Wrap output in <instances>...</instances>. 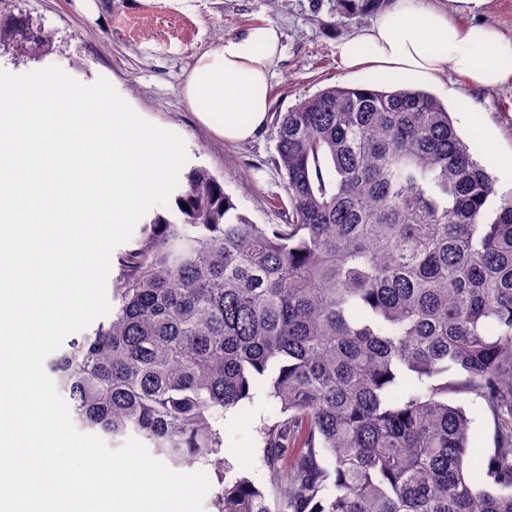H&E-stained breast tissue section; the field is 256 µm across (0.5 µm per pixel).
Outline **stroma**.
I'll use <instances>...</instances> for the list:
<instances>
[{"instance_id":"stroma-1","label":"stroma","mask_w":512,"mask_h":512,"mask_svg":"<svg viewBox=\"0 0 512 512\" xmlns=\"http://www.w3.org/2000/svg\"><path fill=\"white\" fill-rule=\"evenodd\" d=\"M385 0H0V14L25 15L49 36L54 50L17 56L0 49V69L24 74L61 68L82 84L109 80L143 118L180 135L187 151L183 172L207 169L238 210L256 224H281L279 201L286 193L275 163V129L280 114L304 97L334 85L374 84L370 73L344 76L336 43L367 25ZM275 23L283 34L282 55L271 80V110L252 140L227 142L201 125L182 95L198 56L226 35L258 21ZM431 92L479 160L499 156L492 170L499 192L512 191V83L490 92L466 89L448 76ZM471 420L475 453H493L499 423L484 400L451 396ZM276 410L266 386H256L224 416V457L261 489L269 487L262 430Z\"/></svg>"}]
</instances>
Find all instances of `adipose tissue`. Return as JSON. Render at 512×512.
Returning a JSON list of instances; mask_svg holds the SVG:
<instances>
[{"label":"adipose tissue","mask_w":512,"mask_h":512,"mask_svg":"<svg viewBox=\"0 0 512 512\" xmlns=\"http://www.w3.org/2000/svg\"><path fill=\"white\" fill-rule=\"evenodd\" d=\"M492 0H387L370 25L336 44L345 72L373 71L437 83L448 74L469 88L490 90L512 81V33L481 22ZM282 34L270 21L251 24L204 52L183 95L200 123L218 138L247 141L266 125L271 68Z\"/></svg>","instance_id":"ef3b65f1"}]
</instances>
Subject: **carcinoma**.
I'll return each instance as SVG.
<instances>
[{
	"label": "carcinoma",
	"instance_id": "1",
	"mask_svg": "<svg viewBox=\"0 0 512 512\" xmlns=\"http://www.w3.org/2000/svg\"><path fill=\"white\" fill-rule=\"evenodd\" d=\"M0 17V49L50 51ZM283 224L204 168L117 258L112 311L46 361L80 428L217 468L218 512H512V194L434 95L329 86L281 114ZM265 383L272 479L224 465V411ZM471 393L508 419L465 472Z\"/></svg>",
	"mask_w": 512,
	"mask_h": 512
}]
</instances>
